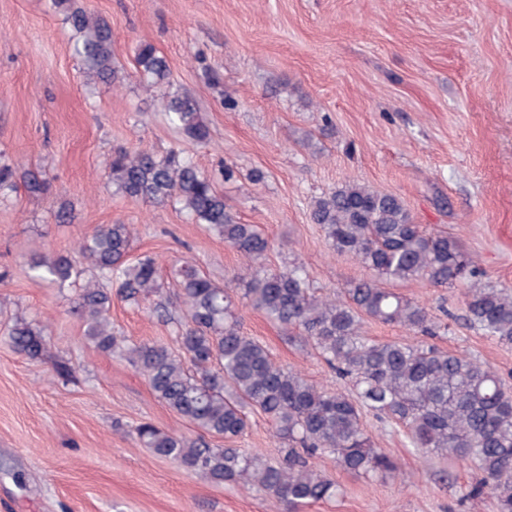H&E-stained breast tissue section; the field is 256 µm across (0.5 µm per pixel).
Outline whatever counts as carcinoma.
Segmentation results:
<instances>
[{
  "instance_id": "obj_1",
  "label": "carcinoma",
  "mask_w": 512,
  "mask_h": 512,
  "mask_svg": "<svg viewBox=\"0 0 512 512\" xmlns=\"http://www.w3.org/2000/svg\"><path fill=\"white\" fill-rule=\"evenodd\" d=\"M67 21L82 34L85 76L122 81L112 64L108 25L84 11L70 12ZM137 65L149 87L168 78L166 59L149 44L139 48ZM164 110L186 138L209 141V129L192 99L173 95ZM108 167L112 183L130 198L154 203L176 198L192 220L224 238L250 270L242 283L232 278L220 284L188 263L172 265L169 274L182 316H174L160 301L153 311L175 325L174 344L133 343L112 327V297L140 306L161 296L162 284L155 258L129 259L132 225L109 224L69 254L31 258L35 280L78 288L73 311L95 347L125 359L159 400L202 431L190 437L139 423L132 429L139 445L212 483L255 487L279 512H297L337 493L331 476L314 466L315 458L331 457L357 474L397 470L363 425V414L372 413L402 427L418 451L448 454L476 471L479 478L465 499L489 492L497 512H512V386L466 355L421 343L377 342L364 334L365 322L374 320L416 335H438L440 325L426 305L390 288L423 280L435 288L463 285L467 324L512 344V291L483 282L456 238L425 233L399 198L344 182L314 200L311 219L333 252L353 255L372 277L318 295L303 266L270 269L268 237L238 221L214 180L191 158L120 150ZM240 306L297 332L336 375L350 382L351 392H332L275 361L266 345L242 331ZM8 336L19 353L30 359L44 356L42 328L19 318ZM248 409L267 418L278 444L276 455L232 446L246 434ZM207 435L226 445L208 442Z\"/></svg>"
}]
</instances>
